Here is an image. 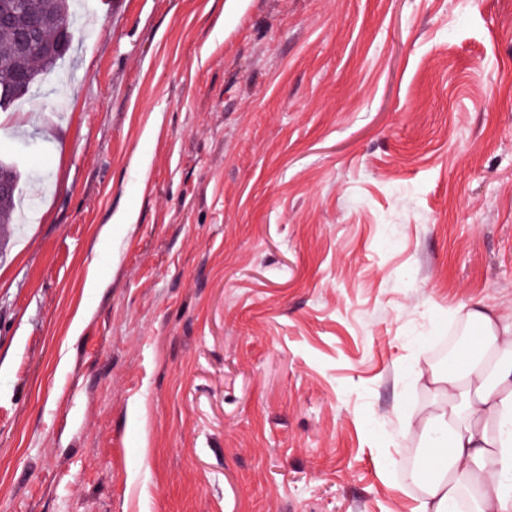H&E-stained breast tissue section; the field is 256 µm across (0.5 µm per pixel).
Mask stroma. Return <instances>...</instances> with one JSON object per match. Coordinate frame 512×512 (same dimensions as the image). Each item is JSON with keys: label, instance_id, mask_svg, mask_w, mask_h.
I'll list each match as a JSON object with an SVG mask.
<instances>
[{"label": "stroma", "instance_id": "35a3bbf8", "mask_svg": "<svg viewBox=\"0 0 512 512\" xmlns=\"http://www.w3.org/2000/svg\"><path fill=\"white\" fill-rule=\"evenodd\" d=\"M82 8L0 111V512H412L512 312V0Z\"/></svg>", "mask_w": 512, "mask_h": 512}]
</instances>
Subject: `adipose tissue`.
I'll list each match as a JSON object with an SVG mask.
<instances>
[{
	"mask_svg": "<svg viewBox=\"0 0 512 512\" xmlns=\"http://www.w3.org/2000/svg\"><path fill=\"white\" fill-rule=\"evenodd\" d=\"M465 320V349L428 375L439 399L399 431L422 452L415 512H512V314L477 302Z\"/></svg>",
	"mask_w": 512,
	"mask_h": 512,
	"instance_id": "ef3b65f1",
	"label": "adipose tissue"
}]
</instances>
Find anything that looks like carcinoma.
Here are the masks:
<instances>
[{
	"instance_id": "obj_1",
	"label": "carcinoma",
	"mask_w": 512,
	"mask_h": 512,
	"mask_svg": "<svg viewBox=\"0 0 512 512\" xmlns=\"http://www.w3.org/2000/svg\"><path fill=\"white\" fill-rule=\"evenodd\" d=\"M27 13L43 19L42 36L31 49L22 52L18 49L20 26L16 24H0V87L12 85L19 74H33L31 84H36L45 73L44 63L40 52L44 43L52 40L51 24L62 15L70 20V0H25Z\"/></svg>"
}]
</instances>
